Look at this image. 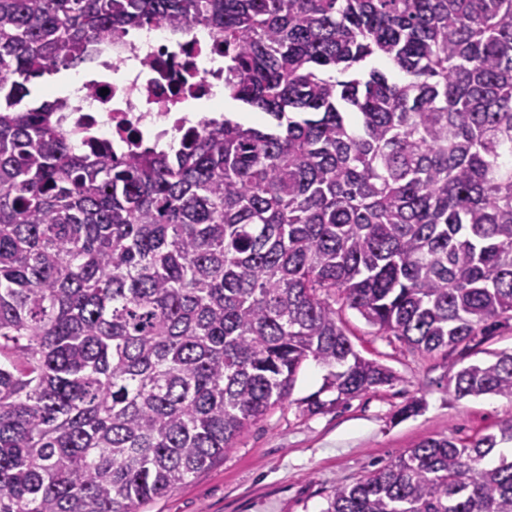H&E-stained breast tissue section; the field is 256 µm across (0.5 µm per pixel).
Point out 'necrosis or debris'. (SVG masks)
Instances as JSON below:
<instances>
[{
  "label": "necrosis or debris",
  "mask_w": 512,
  "mask_h": 512,
  "mask_svg": "<svg viewBox=\"0 0 512 512\" xmlns=\"http://www.w3.org/2000/svg\"><path fill=\"white\" fill-rule=\"evenodd\" d=\"M140 29L154 45L141 48L129 33L108 37L73 65L79 85L62 96L56 120L74 149L97 141L127 157L171 146L182 130L201 131L215 122L198 104L224 83V46L216 30L199 25L182 31L154 22Z\"/></svg>",
  "instance_id": "obj_1"
}]
</instances>
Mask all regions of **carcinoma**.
Masks as SVG:
<instances>
[{"instance_id":"obj_1","label":"carcinoma","mask_w":512,"mask_h":512,"mask_svg":"<svg viewBox=\"0 0 512 512\" xmlns=\"http://www.w3.org/2000/svg\"><path fill=\"white\" fill-rule=\"evenodd\" d=\"M146 20L208 24L268 117L71 148L29 84ZM390 61L396 80L366 64ZM0 512H140L326 370L400 378L340 309L464 361L512 320V0H0ZM455 395L512 399V352ZM512 419L428 438L325 512H512Z\"/></svg>"}]
</instances>
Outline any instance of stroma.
<instances>
[{
	"mask_svg": "<svg viewBox=\"0 0 512 512\" xmlns=\"http://www.w3.org/2000/svg\"><path fill=\"white\" fill-rule=\"evenodd\" d=\"M340 315L354 350L390 368L397 383L311 415L298 401L320 388L325 370L307 362L292 402L272 409L231 453L141 512H324L336 486L354 483L419 442L450 434L467 439L512 418L510 398H456L449 381L461 367L457 355L414 351L355 310L345 307ZM413 400L420 411L396 419Z\"/></svg>",
	"mask_w": 512,
	"mask_h": 512,
	"instance_id": "obj_1",
	"label": "stroma"
}]
</instances>
